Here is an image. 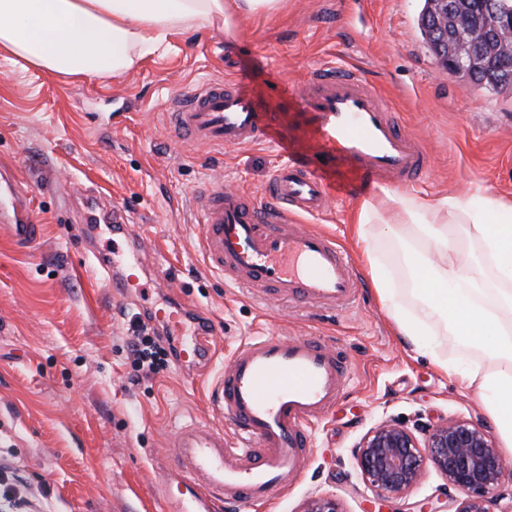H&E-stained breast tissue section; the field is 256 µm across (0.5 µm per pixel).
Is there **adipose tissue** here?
<instances>
[{
  "label": "adipose tissue",
  "mask_w": 512,
  "mask_h": 512,
  "mask_svg": "<svg viewBox=\"0 0 512 512\" xmlns=\"http://www.w3.org/2000/svg\"><path fill=\"white\" fill-rule=\"evenodd\" d=\"M284 0H0V51L21 66L65 77L116 76L172 36L198 28L233 34L240 18L278 12ZM360 238L385 236L402 253L392 266L374 247L369 273L399 336L448 368L438 331L481 352L487 369L463 371L512 453V198L482 190L421 196L384 188L363 199ZM464 225L479 252L451 234ZM408 283L400 293L398 279Z\"/></svg>",
  "instance_id": "1"
}]
</instances>
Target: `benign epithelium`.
Segmentation results:
<instances>
[{
  "mask_svg": "<svg viewBox=\"0 0 512 512\" xmlns=\"http://www.w3.org/2000/svg\"><path fill=\"white\" fill-rule=\"evenodd\" d=\"M438 12V24L456 35L441 59L445 70L457 67L462 54L469 70L486 74L512 72V12L498 0H483L480 11L470 12L466 0H429ZM354 457L362 475L379 493H400L417 484L432 468L464 498L456 512H489L488 495L512 476V463L504 459L485 430L465 420L429 425L416 436L398 424L378 426L362 438ZM302 512H342L333 498L307 504Z\"/></svg>",
  "mask_w": 512,
  "mask_h": 512,
  "instance_id": "obj_1",
  "label": "benign epithelium"
}]
</instances>
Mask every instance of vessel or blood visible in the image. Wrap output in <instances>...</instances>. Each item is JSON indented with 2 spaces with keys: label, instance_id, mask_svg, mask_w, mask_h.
<instances>
[{
  "label": "vessel or blood",
  "instance_id": "b4317fda",
  "mask_svg": "<svg viewBox=\"0 0 512 512\" xmlns=\"http://www.w3.org/2000/svg\"><path fill=\"white\" fill-rule=\"evenodd\" d=\"M307 122L303 136L284 132L274 114L234 81L205 82L178 99L170 128L183 143L234 148L275 143L288 159L273 173L266 204L215 178L194 197L199 241L209 271L265 298L324 310L350 307L358 276L335 238L304 229L332 197L358 183L404 186L431 169L427 147L399 124L384 94L356 68L329 65L283 89ZM123 249L97 254L113 296L127 299L139 248L125 224L111 225ZM21 250L41 236L18 184L0 194V234ZM211 326L179 335L178 355L194 366L212 355ZM350 378L348 360L317 336H254L225 364L212 396L236 433L194 420L179 424L170 442L182 475L162 482L174 512H214L218 504L269 501L299 475L312 446V427L335 407Z\"/></svg>",
  "mask_w": 512,
  "mask_h": 512
}]
</instances>
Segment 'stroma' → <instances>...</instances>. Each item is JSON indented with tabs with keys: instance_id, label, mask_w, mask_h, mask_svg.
Wrapping results in <instances>:
<instances>
[{
	"instance_id": "obj_1",
	"label": "stroma",
	"mask_w": 512,
	"mask_h": 512,
	"mask_svg": "<svg viewBox=\"0 0 512 512\" xmlns=\"http://www.w3.org/2000/svg\"><path fill=\"white\" fill-rule=\"evenodd\" d=\"M423 0H286L268 17H245L242 37L215 30L176 36L169 51L120 76L73 79L0 58V167L28 193L42 235L17 250L0 235V464L29 488L46 485L50 512H165L168 442L192 417L232 436L212 388L225 360L250 337L323 336L345 354L351 380L314 426L303 472L287 492L247 512H301L332 497L343 512H455L460 494L436 471L399 494H378L352 450L371 429L395 421L411 431L449 419L496 434L489 411L461 378L402 340L371 283L351 224L375 186L356 185L327 213L305 218L333 234L359 275L357 301L326 312L270 302L207 271L193 198L212 178L264 201L279 148L190 145L169 128L170 104L205 81L235 78L269 112L290 115L282 80L336 62L363 69L399 122L433 156L429 175L407 190L436 196L472 186L512 198V90L488 91L440 71L417 19ZM82 183L121 211L146 247L142 288L112 296L92 256L97 234L79 243L73 225L88 205ZM179 306L209 322L216 354L199 371L178 362L134 379L127 342L145 309Z\"/></svg>"
}]
</instances>
